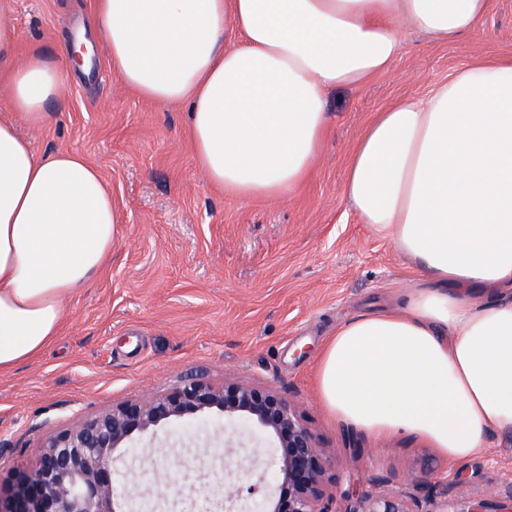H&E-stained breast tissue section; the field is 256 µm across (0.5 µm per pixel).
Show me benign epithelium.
Wrapping results in <instances>:
<instances>
[{"mask_svg": "<svg viewBox=\"0 0 512 512\" xmlns=\"http://www.w3.org/2000/svg\"><path fill=\"white\" fill-rule=\"evenodd\" d=\"M189 409L244 416L277 436L284 448L280 471L288 499L265 512H435L431 506L450 492L449 485L432 483L428 473L412 478L409 487L397 493L377 490L382 480L371 479L345 508L336 507V497L327 488L335 449L320 444L291 400L229 377L221 387L189 380L167 395L117 406L49 437L40 446L35 468L19 478L8 502L0 501V512H118L108 478L116 449L133 432H147ZM258 493L256 483L224 480V512H234L232 506ZM454 512H512V505L481 501L473 507L458 501Z\"/></svg>", "mask_w": 512, "mask_h": 512, "instance_id": "obj_1", "label": "benign epithelium"}]
</instances>
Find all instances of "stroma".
I'll list each match as a JSON object with an SVG mask.
<instances>
[{"mask_svg":"<svg viewBox=\"0 0 512 512\" xmlns=\"http://www.w3.org/2000/svg\"><path fill=\"white\" fill-rule=\"evenodd\" d=\"M94 0H7L19 54L59 57L77 29L93 32ZM399 55L387 74L334 91L331 122L308 178L282 199L242 200L210 185L195 163L183 107H160L123 87L96 42L87 72H70L49 119L28 127L36 154H82L101 172L119 213L104 271L66 302L63 332L32 363L0 374V496L9 497L38 449L75 420L168 393L188 378L235 376L289 397L321 443L335 449L337 497L381 479L395 492L431 470L459 499L512 492V438L494 437L452 465L424 441L377 437L333 419L320 402L316 365L337 325L392 305L420 271L371 234L345 202L349 156L377 113L424 96L477 61L512 56V0H492L470 35L435 41L397 24ZM283 450L267 430L217 411L185 412L118 449L111 479L117 512H134L138 478L167 481V460L186 468L156 512H195L225 476L282 481Z\"/></svg>","mask_w":512,"mask_h":512,"instance_id":"1","label":"stroma"}]
</instances>
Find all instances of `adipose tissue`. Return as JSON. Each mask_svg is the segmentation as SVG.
I'll list each match as a JSON object with an SVG mask.
<instances>
[{
  "label": "adipose tissue",
  "mask_w": 512,
  "mask_h": 512,
  "mask_svg": "<svg viewBox=\"0 0 512 512\" xmlns=\"http://www.w3.org/2000/svg\"><path fill=\"white\" fill-rule=\"evenodd\" d=\"M492 0H98L94 22L122 85L183 105L206 180L241 199L283 198L308 175L327 94L390 70L403 20L445 41ZM0 6V69L30 126L60 64L15 55ZM344 195L361 222L424 273L399 307L341 323L321 354L328 413L357 431L426 441L461 463L512 434V57L471 64L428 97L400 98L361 133ZM118 218L79 153L37 156L0 117V372L32 360L65 305L112 252Z\"/></svg>",
  "instance_id": "ef3b65f1"
}]
</instances>
